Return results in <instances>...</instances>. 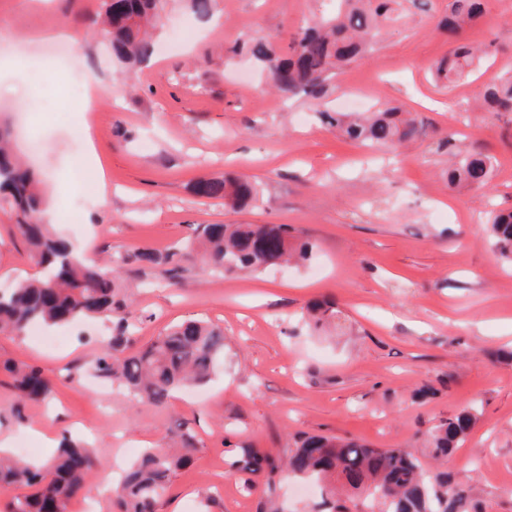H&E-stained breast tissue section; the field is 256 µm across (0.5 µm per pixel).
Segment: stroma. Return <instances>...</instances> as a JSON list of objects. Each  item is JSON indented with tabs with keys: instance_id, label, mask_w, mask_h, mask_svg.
<instances>
[{
	"instance_id": "1",
	"label": "stroma",
	"mask_w": 512,
	"mask_h": 512,
	"mask_svg": "<svg viewBox=\"0 0 512 512\" xmlns=\"http://www.w3.org/2000/svg\"><path fill=\"white\" fill-rule=\"evenodd\" d=\"M101 0H0V118L15 120L16 153L36 169L51 231L87 243L96 258L143 247L166 250L197 224H288L316 245L306 267L260 274L185 272L179 285L160 268L127 265L121 283L134 301L141 347L176 324L207 321L226 349L209 382L174 392L165 406L136 403L98 378L93 364L112 324L95 317L59 328L48 349L0 333V363L23 361L54 382L49 402H27L0 372V437L28 441L33 460L71 433L96 460L90 488L67 512H119L107 491L132 449L167 447L189 426L195 451L171 479L158 512H258L260 490L228 471L235 448L276 451L298 433L407 448L433 460L426 433L478 403L477 423L446 467L483 512H512V264L486 239L490 209L512 208V119L477 109L483 86L512 74V0H486L468 37L497 36L500 51L452 86L431 65L451 49L437 24L448 0H404V17L384 28L372 55L335 72L333 83L366 105L418 113L429 134L392 155L358 147L323 125L305 95L272 89L245 46L267 38L288 50L299 25L331 0H216L220 27L169 0L157 49L143 64L114 58L93 33ZM106 85L115 106L90 119L107 196H81L74 174L84 154L75 113L62 102ZM493 158L484 188L449 187L444 141ZM203 177L249 180L258 196L244 210L193 192ZM38 269L0 215V289ZM329 296L345 331H315L300 318ZM77 382H66L68 371Z\"/></svg>"
}]
</instances>
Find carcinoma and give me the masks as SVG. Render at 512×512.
<instances>
[{"label":"carcinoma","mask_w":512,"mask_h":512,"mask_svg":"<svg viewBox=\"0 0 512 512\" xmlns=\"http://www.w3.org/2000/svg\"><path fill=\"white\" fill-rule=\"evenodd\" d=\"M393 0H336V13L299 27L288 53H276L263 38L247 44V52L268 69L275 87L290 96L303 93L320 100L328 92L333 70L356 58H366L377 45L380 28L390 21ZM448 17L442 20L453 47L434 69V76L454 83L488 56L496 42H468L463 33L479 22L483 0H449ZM162 0H104L103 18L96 34L107 39L112 53L125 63H138L154 51L148 30L164 23ZM482 109L512 112V76L487 85L479 96ZM322 123L362 146L395 150L427 136L423 121L397 108L371 112H331L319 109ZM11 130L0 123V210L9 213L42 275L0 291V333L23 335L43 328L104 317L112 334L94 362L96 373L132 395L138 403L165 405L171 394L187 385L210 380L218 359L224 356V332L200 321L171 328L152 342L132 351L135 333L129 300L114 276L96 264L71 255L68 245L54 237L44 220L38 175L22 167L10 150ZM454 161L448 167V185L479 189L487 186L492 158L473 152L462 140H445ZM200 198L222 200L244 208L254 200L253 187L243 181L201 179L194 186ZM489 242L498 256L512 263V211L491 213ZM314 245L286 224H200L193 239L160 252L141 248L119 258L142 267H165L177 283L184 265H200L205 273L265 272L284 263L303 266L311 260ZM309 324L341 326V311L331 301L307 306ZM19 392L17 406L44 401L53 382L24 362L6 361ZM475 407L441 420L429 432L427 447L434 461L446 460L466 440L477 421ZM179 448H147L117 484L120 512H156L171 477L188 466L194 447L191 430L178 427L172 437ZM95 460L87 447L63 438L56 454L32 464L0 452V490L25 489L12 497L10 512H66L69 502L85 487ZM230 467L262 482L261 512H281L279 476L288 472L320 484L319 512H346L338 495L366 493L371 512H478V504L462 484L435 466L426 469L406 448H376L353 440L318 434L292 437L281 455L249 445L240 449Z\"/></svg>","instance_id":"obj_1"}]
</instances>
